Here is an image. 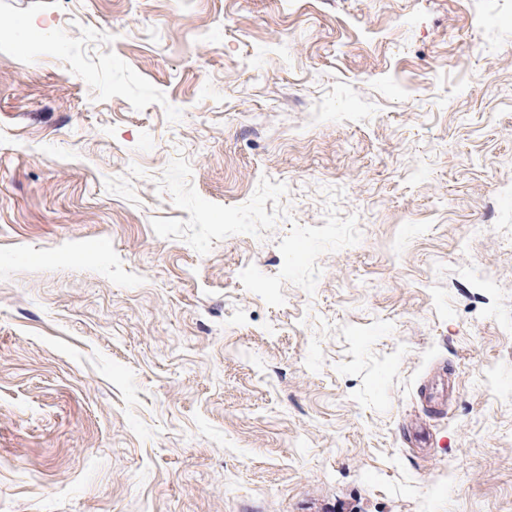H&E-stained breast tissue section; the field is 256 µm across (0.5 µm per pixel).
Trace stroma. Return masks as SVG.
Masks as SVG:
<instances>
[{"mask_svg":"<svg viewBox=\"0 0 512 512\" xmlns=\"http://www.w3.org/2000/svg\"><path fill=\"white\" fill-rule=\"evenodd\" d=\"M0 512H512V0H0Z\"/></svg>","mask_w":512,"mask_h":512,"instance_id":"obj_1","label":"stroma"}]
</instances>
